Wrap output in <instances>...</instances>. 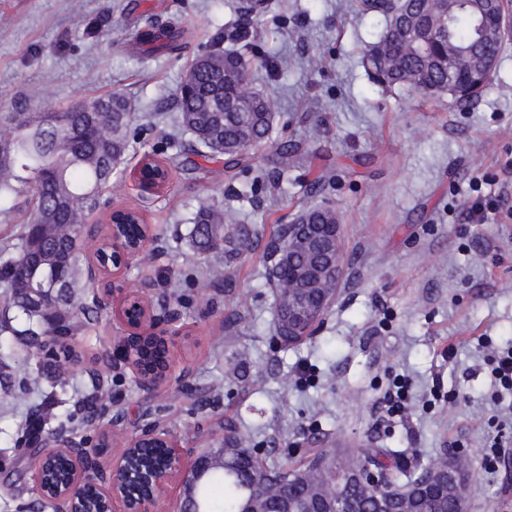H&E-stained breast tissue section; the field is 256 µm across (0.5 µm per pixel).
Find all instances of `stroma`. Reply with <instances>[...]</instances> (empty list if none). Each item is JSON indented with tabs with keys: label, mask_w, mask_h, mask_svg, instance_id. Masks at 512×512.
Returning a JSON list of instances; mask_svg holds the SVG:
<instances>
[{
	"label": "stroma",
	"mask_w": 512,
	"mask_h": 512,
	"mask_svg": "<svg viewBox=\"0 0 512 512\" xmlns=\"http://www.w3.org/2000/svg\"><path fill=\"white\" fill-rule=\"evenodd\" d=\"M234 2L0 0V112L21 99L53 112L84 97H130L129 150L103 198L139 211L153 236L122 280L166 298L179 316L172 380L146 390L120 359L122 329L102 283L91 282L82 301L97 308V331L75 336L84 365L49 397L20 393L40 360L0 309V342L12 349L0 364V512H32V406L75 410L68 436L96 440L100 424L75 408L93 394V370L109 383L120 438L157 421L183 447L216 448L231 420L255 447L277 441L276 464H299L311 448H400L424 462L463 453L482 487L468 512H512V454L486 468L493 436L512 445V396L483 363L488 346L512 345V43L493 84L462 112L447 95L374 83L360 58L383 19L356 24V0H268L249 71L274 108L271 141L234 171L203 157L192 175L172 170L165 190L142 195L130 174L144 154L180 153L181 82L216 30L240 24ZM149 15L179 19L181 55L146 58L130 41ZM283 144L297 146L301 162L273 191L256 178ZM319 176L330 184L314 197ZM202 197L229 216L225 237L242 224L254 231L250 251L193 254L189 219ZM479 198L505 219L469 220ZM315 203L340 217L345 277L312 341L286 349L264 254L275 225ZM219 264L234 271L232 287L213 280ZM402 377L412 384L409 410L391 416L383 397Z\"/></svg>",
	"instance_id": "35a3bbf8"
}]
</instances>
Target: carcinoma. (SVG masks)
Returning <instances> with one entry per match:
<instances>
[{
	"label": "carcinoma",
	"instance_id": "carcinoma-1",
	"mask_svg": "<svg viewBox=\"0 0 512 512\" xmlns=\"http://www.w3.org/2000/svg\"><path fill=\"white\" fill-rule=\"evenodd\" d=\"M370 14L383 17L384 28L378 40L364 52L363 65L377 84L405 87L427 97L448 93L461 111L476 103L492 82V75L477 67L459 74L456 59L469 60L502 53L504 38L492 40L491 13H480L476 0H361L354 19ZM184 31L175 20L161 22L148 18L134 33L135 43L150 55L178 54L185 49ZM250 30L236 33L241 46L226 52L220 43L208 56L216 62L208 68H191L178 97V124L190 134L187 152L194 156L220 154L228 169L235 168L258 144L270 138L273 129L272 105L262 98L247 105L239 99L242 76L248 72L247 54L251 53ZM98 110L73 112L67 108L50 115L31 111L29 103L15 104L13 111L0 113V133L6 143L0 152V214L7 217L20 205L27 206L23 219L24 234L8 249L0 250V304L16 311L20 328L14 332L28 339L38 352L48 346L58 348L66 361L79 362L76 351L67 347L69 337L89 330L98 323V313L81 302L89 277L80 252L85 247L84 225L89 212L99 207L100 191L112 182L129 147L130 101L121 94L95 98ZM295 155V148H278L276 165L264 173L273 185ZM299 218L307 224H338L339 215L330 207L313 205ZM131 216V223L117 225L118 233L133 246L143 231ZM48 225L49 236L41 237L40 255L29 270L32 287L51 300L42 308L25 301L18 290L16 262L26 250L33 225ZM189 244L198 254L222 250L224 213L201 202L190 218ZM290 225H281L267 252L271 260V282L276 291L284 287L288 273L298 268L305 255H299L284 267L272 261L276 250L288 246ZM72 367L60 366L45 373L38 369L22 380L26 392L42 387L46 376L56 385L69 383ZM74 420L63 412L55 422H47V435L60 436ZM202 477L204 512H237L247 500L255 512H319L332 499V472L352 475L371 465L384 474L385 492L395 494L386 501L387 512H464L469 503L458 500L440 479L431 487L411 490L421 474H437L453 468L475 474L472 460L463 455L441 456L414 470L387 448L310 450L300 466L284 463L268 466L262 457H254L250 438L229 422L224 447L212 449ZM348 495L357 499L360 509L377 508L374 488L354 482Z\"/></svg>",
	"mask_w": 512,
	"mask_h": 512
}]
</instances>
